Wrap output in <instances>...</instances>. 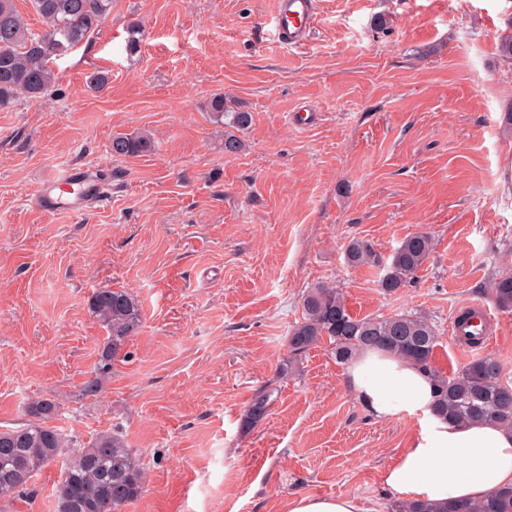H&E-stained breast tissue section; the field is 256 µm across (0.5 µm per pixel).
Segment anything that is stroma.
Returning <instances> with one entry per match:
<instances>
[{
    "label": "stroma",
    "mask_w": 512,
    "mask_h": 512,
    "mask_svg": "<svg viewBox=\"0 0 512 512\" xmlns=\"http://www.w3.org/2000/svg\"><path fill=\"white\" fill-rule=\"evenodd\" d=\"M275 0H112L98 34L54 63V96L0 108V430L53 400L77 443L122 433L142 464L125 512H283L303 495L397 500L384 470L419 426L378 419L328 344L278 368L307 289L339 287L353 314H426L436 365L468 356L449 339L462 306L490 303L512 270V65L499 41L512 0H318L300 46L274 35ZM108 73L102 91L92 72ZM249 112L225 153L208 104ZM316 114L297 128L299 109ZM149 134L137 156L117 133ZM112 176V202L44 216L30 206L58 167ZM435 246L394 293L380 268L351 267L368 241L389 259L408 235ZM128 289L141 324L102 380L107 331L90 309ZM279 394L251 430L268 382ZM62 461L0 512H56ZM151 141L146 134H117L112 137L111 152L116 157H130L147 152ZM275 388L267 385L259 390L254 396L247 413L244 418V426L247 429L254 428L260 421L264 419L271 404L275 401L273 398Z\"/></svg>",
    "instance_id": "stroma-1"
}]
</instances>
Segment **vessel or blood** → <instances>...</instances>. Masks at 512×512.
I'll return each mask as SVG.
<instances>
[{"label":"vessel or blood","mask_w":512,"mask_h":512,"mask_svg":"<svg viewBox=\"0 0 512 512\" xmlns=\"http://www.w3.org/2000/svg\"><path fill=\"white\" fill-rule=\"evenodd\" d=\"M317 19L315 0H276L273 23L278 41L288 47H296L307 39ZM110 198L109 191L99 183L94 170L65 166L43 179L34 195L32 206L40 213H78L88 205H101ZM480 319L482 337L471 341L466 330L452 324L451 335L460 351L474 354L484 351L491 342L493 317L486 306L476 309Z\"/></svg>","instance_id":"b4317fda"}]
</instances>
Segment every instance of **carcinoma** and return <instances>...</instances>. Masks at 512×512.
I'll use <instances>...</instances> for the list:
<instances>
[{
	"label": "carcinoma",
	"mask_w": 512,
	"mask_h": 512,
	"mask_svg": "<svg viewBox=\"0 0 512 512\" xmlns=\"http://www.w3.org/2000/svg\"><path fill=\"white\" fill-rule=\"evenodd\" d=\"M43 27L34 30L14 6L0 0V108L19 97L42 99L56 84L54 60L83 41L90 40L112 10V0H30ZM209 112L224 125V153L236 154L243 143L236 132L249 126L252 117L231 106L222 94L210 99ZM151 148L143 133L112 136L116 157L139 155ZM433 238L426 232L406 236L383 265L380 287L394 293L411 283L433 252ZM346 260L353 267L379 263L371 244L352 241ZM494 303L512 311V272L490 284ZM95 317L106 329L99 355L98 374L83 384V394L101 392L102 376L109 373L141 319L140 305L124 289L102 288L91 298ZM302 319L288 336L289 357L279 376L293 372L310 349L326 341L336 361L350 364L368 349H379L402 358L434 381V410L459 423L490 421L512 429V382L502 378L500 361L487 355L473 358L457 373L446 374L433 363L439 336L423 314L402 312L388 317H358L351 313L341 289L322 283L303 298ZM275 388L265 387L254 396L244 418L247 429L264 419L275 401ZM57 405L48 399L27 404L31 421L0 431V499L24 490L36 474L58 457L66 456L56 489L57 512H123L142 493L144 473L136 456L118 434H100L82 448L70 449L69 440L47 423ZM386 512H512V487L495 490L478 501H458L439 507L427 500H396Z\"/></svg>",
	"instance_id": "1"
}]
</instances>
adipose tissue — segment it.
<instances>
[{"label":"adipose tissue","mask_w":512,"mask_h":512,"mask_svg":"<svg viewBox=\"0 0 512 512\" xmlns=\"http://www.w3.org/2000/svg\"><path fill=\"white\" fill-rule=\"evenodd\" d=\"M346 380L376 418L419 419V435L383 474L384 484L404 499L477 500L512 485V431L436 415L433 385L415 366L370 349L351 362Z\"/></svg>","instance_id":"1"}]
</instances>
